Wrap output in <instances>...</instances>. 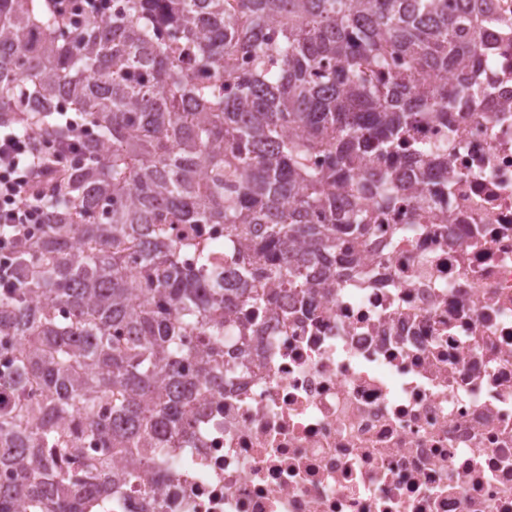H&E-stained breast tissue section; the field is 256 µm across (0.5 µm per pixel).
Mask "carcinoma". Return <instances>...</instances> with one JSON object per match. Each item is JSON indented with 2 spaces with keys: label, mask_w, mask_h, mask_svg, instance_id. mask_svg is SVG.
Listing matches in <instances>:
<instances>
[{
  "label": "carcinoma",
  "mask_w": 512,
  "mask_h": 512,
  "mask_svg": "<svg viewBox=\"0 0 512 512\" xmlns=\"http://www.w3.org/2000/svg\"><path fill=\"white\" fill-rule=\"evenodd\" d=\"M490 0H112L81 25L45 0H0V128L43 170L40 233L0 289V512H77L116 455L175 431L246 306L304 291L339 241L417 184L430 203L448 147L415 148V117L474 109ZM455 72L449 86L441 71ZM65 99L81 115L76 153ZM387 153L386 171L363 166ZM321 157L315 165L312 159ZM180 224L224 225L218 248ZM240 271L232 285L224 269ZM208 352L185 369L183 340ZM111 414L100 412L102 403ZM82 483L67 477L81 439Z\"/></svg>",
  "instance_id": "1"
}]
</instances>
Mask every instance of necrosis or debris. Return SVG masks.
I'll return each instance as SVG.
<instances>
[{"label": "necrosis or debris", "instance_id": "obj_1", "mask_svg": "<svg viewBox=\"0 0 512 512\" xmlns=\"http://www.w3.org/2000/svg\"><path fill=\"white\" fill-rule=\"evenodd\" d=\"M482 107L420 117L448 145L446 191L420 223L377 210L356 264L224 339L171 437L136 453L152 485L81 512H512V37L495 33Z\"/></svg>", "mask_w": 512, "mask_h": 512}]
</instances>
